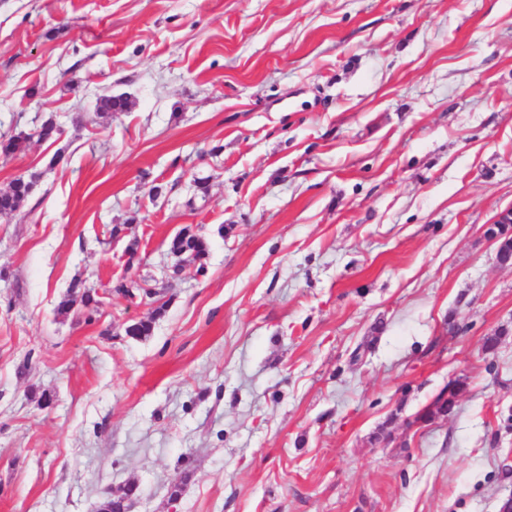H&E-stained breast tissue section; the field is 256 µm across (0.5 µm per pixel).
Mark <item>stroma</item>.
I'll return each instance as SVG.
<instances>
[{
  "label": "stroma",
  "instance_id": "1",
  "mask_svg": "<svg viewBox=\"0 0 512 512\" xmlns=\"http://www.w3.org/2000/svg\"><path fill=\"white\" fill-rule=\"evenodd\" d=\"M48 120L0 152L35 179L0 214V512H499L512 0H0V135ZM76 281L96 312L58 311ZM512 206L498 212L485 236L496 244V258L501 265H512ZM183 232H186L188 235ZM170 252L177 256L188 254L195 259L201 260L207 253V244L203 239L183 230L171 240ZM466 385V378L454 379L448 382L435 399L420 413L415 421L431 423L439 418H448L454 415L458 397Z\"/></svg>",
  "mask_w": 512,
  "mask_h": 512
}]
</instances>
